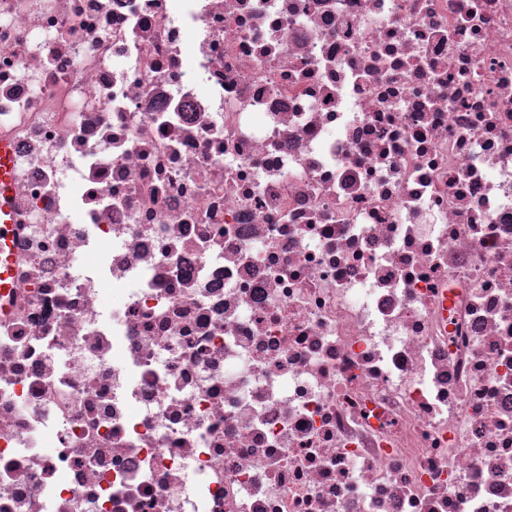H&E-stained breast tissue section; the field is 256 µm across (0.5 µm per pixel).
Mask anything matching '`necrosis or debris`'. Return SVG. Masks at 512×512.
I'll return each mask as SVG.
<instances>
[{
	"label": "necrosis or debris",
	"instance_id": "4bbe7bcc",
	"mask_svg": "<svg viewBox=\"0 0 512 512\" xmlns=\"http://www.w3.org/2000/svg\"><path fill=\"white\" fill-rule=\"evenodd\" d=\"M0 512H512V0H0ZM14 168V156L7 142H0V289L14 288L11 276V211L10 187Z\"/></svg>",
	"mask_w": 512,
	"mask_h": 512
}]
</instances>
